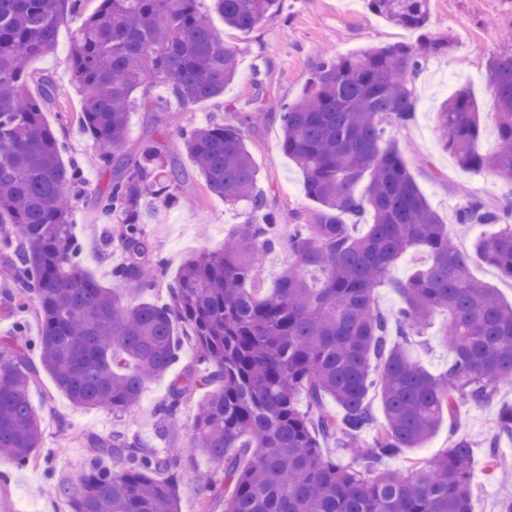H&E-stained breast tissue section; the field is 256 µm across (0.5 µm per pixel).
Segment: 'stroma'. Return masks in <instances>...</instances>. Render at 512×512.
<instances>
[{"label":"stroma","instance_id":"obj_1","mask_svg":"<svg viewBox=\"0 0 512 512\" xmlns=\"http://www.w3.org/2000/svg\"><path fill=\"white\" fill-rule=\"evenodd\" d=\"M210 22L238 56V79L218 99L188 110L173 102L163 112L136 107L128 120L127 142L131 148H138L149 138H159L190 173L181 186L177 206L148 201L140 210L149 257L164 259L163 280L167 283L175 279L187 259L221 249L225 236L246 216L244 210H232L206 190L180 146L177 135L182 128L205 125L215 114L226 111L245 117L246 143L256 160L260 184L276 217L279 236L287 237L294 213L310 211L314 204L304 194L300 169L280 148L281 121L275 104L293 102L302 94L317 49L345 55L367 46L418 40L416 32L391 25L369 10L364 0H282L278 13L266 16L246 33L225 28L215 14ZM80 25V18L65 17L55 53L36 58L32 68L52 75L65 91L64 97L46 112L45 120L60 130L63 159L78 160L83 168L86 193L73 202V232L83 248V267L103 285L115 287L126 301L135 302L141 296L116 285L112 277L113 267L124 260L122 251L112 244L120 226L94 204L95 196L107 187L110 173L99 164L95 148L78 120L80 98L71 83L68 56ZM429 29L450 38L453 48L445 55L428 56L422 83L415 88V116L407 126L391 129L390 134L406 149L407 164L428 205L448 219L470 199L496 203L512 196V183L486 171L461 169L435 132V114L441 103L456 88L465 87L478 107V149L483 153L496 150L497 128L488 112L489 69L497 55L512 48V0H430ZM260 106L266 109L264 118L251 121V114ZM447 321V313H437L424 334L415 337L408 347L411 356L435 375L448 368L449 354L441 342ZM196 363L194 345L183 341L178 365L171 373L147 382L138 406L120 415L75 406L50 376L40 375L30 389L32 404L42 419L40 449L21 467L0 457V512H65L63 502L47 492L53 479L60 477L78 484L90 452L85 435L108 436L116 431L133 435L158 450L181 449L177 467L181 512H224V499L232 488L225 483L223 471L188 450L195 399L184 401L174 420L154 413L167 398L173 376ZM511 403L512 385H508L485 406L459 408V431L469 441L474 459L473 512H506L512 505V481L501 480L487 466L493 459L499 468L512 470L511 440L500 442L496 450L487 448L498 408ZM202 471L211 472L214 481L212 491L207 493L196 483Z\"/></svg>","mask_w":512,"mask_h":512}]
</instances>
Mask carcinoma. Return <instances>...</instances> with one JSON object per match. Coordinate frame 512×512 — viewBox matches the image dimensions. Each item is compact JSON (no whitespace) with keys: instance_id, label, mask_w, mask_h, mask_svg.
I'll return each mask as SVG.
<instances>
[{"instance_id":"cac0c4a2","label":"carcinoma","mask_w":512,"mask_h":512,"mask_svg":"<svg viewBox=\"0 0 512 512\" xmlns=\"http://www.w3.org/2000/svg\"><path fill=\"white\" fill-rule=\"evenodd\" d=\"M281 2L99 0L84 19L70 48L72 81L79 121L112 173L98 204L121 224L125 260L112 269L116 281L141 292L157 287L163 263L146 259L141 202L171 205L184 182L158 141L135 154L126 150L130 109L140 103L162 112L169 100L189 109L224 95L239 62L209 14L248 32ZM367 5L421 37L350 56L324 54L302 95L279 104L281 150L301 170L317 208L291 225L290 261L273 292L261 295L253 284L260 253L274 250L279 236L244 122L229 111L183 128L179 138L207 190L226 205H244L246 220L221 251L183 264L167 285L168 301L127 304L81 266L68 199L80 193L82 173L63 161L44 121L58 99L55 81L30 69L56 48L60 22L75 5L0 0V252L15 272L3 281L0 309L21 312L31 302L40 322L34 338L22 319L0 338V455L23 465L39 448L30 387L40 372L75 404L123 414L137 406L147 381L176 363L181 325L205 371L187 368L177 376L156 414L172 419L185 398L208 389L191 449L224 467V480L233 484L224 512H472L467 439L453 438L448 450L405 475L387 469V461L425 445L460 404H487L512 381V306L473 274L486 264L512 279V225L504 224L512 207L471 200L456 223L502 228L470 250L454 244L451 224L427 204L403 149L386 137V128L413 117L412 82L425 58L448 53L451 43L427 31L428 0ZM156 82L167 87L164 101L150 95ZM489 82L499 138L493 154L478 151L476 105L465 88L438 109L436 132L460 167L512 182V50L493 61ZM367 213L368 230L355 233ZM417 247V270L395 279L396 261ZM383 284L403 299L391 316L374 306ZM440 311L450 314L443 341L451 362L435 377L401 342ZM374 389L385 415L378 427L367 402ZM301 393L314 416L299 408ZM328 398L341 413L326 408ZM503 437L512 439L511 405L497 414L493 439ZM322 439L349 450L362 469L325 459ZM90 443L80 483L53 482L69 512H179L174 450L160 453L117 433Z\"/></svg>"}]
</instances>
